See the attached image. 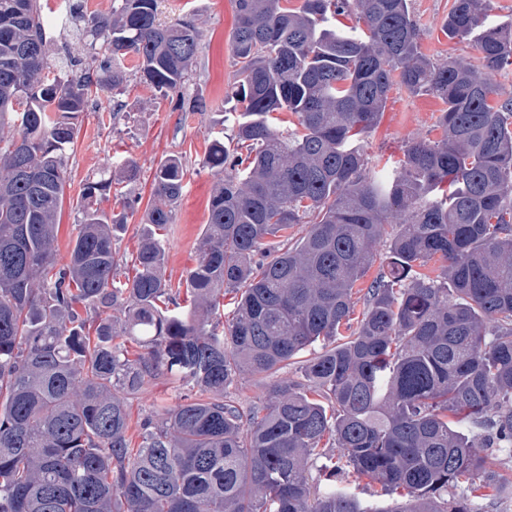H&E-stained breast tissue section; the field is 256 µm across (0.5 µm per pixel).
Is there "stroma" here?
<instances>
[{"label":"stroma","instance_id":"stroma-1","mask_svg":"<svg viewBox=\"0 0 512 512\" xmlns=\"http://www.w3.org/2000/svg\"><path fill=\"white\" fill-rule=\"evenodd\" d=\"M453 0H410V10L420 30L422 53L435 60L461 57L476 61L478 52L467 40L452 38L444 31ZM194 15L200 28L203 54L190 87L206 97V112H184L178 108L176 94L164 95L130 73L119 90L103 92L98 106L84 112L73 151L68 160L66 194L60 215L56 249L58 262H66L71 242L77 234L75 205L86 182L113 172L114 163L134 159L140 169L139 181L119 186L101 199V209L120 211V196L132 193L151 200L154 171L169 155L182 156L187 168L183 197L173 212L166 237V276L179 282L194 263V246L208 216V201L215 179L207 165L209 144L226 106L225 91L233 81L234 66L230 51L235 27L233 0H164L163 20L182 12ZM123 109L117 120H110L115 103ZM442 107L430 95H412L393 86L377 127L366 134L362 146L368 158H401L409 142L429 138ZM297 366L264 378L244 373L228 388L226 395L236 406L260 405L269 388L284 377H296ZM183 390L164 376L146 379L131 401L130 436H138L145 419L161 416L163 407L174 405Z\"/></svg>","mask_w":512,"mask_h":512}]
</instances>
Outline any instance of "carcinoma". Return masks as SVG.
Returning a JSON list of instances; mask_svg holds the SVG:
<instances>
[{
	"label": "carcinoma",
	"mask_w": 512,
	"mask_h": 512,
	"mask_svg": "<svg viewBox=\"0 0 512 512\" xmlns=\"http://www.w3.org/2000/svg\"><path fill=\"white\" fill-rule=\"evenodd\" d=\"M487 2L454 0L445 23L474 40L473 64L426 57L409 0H234L232 143L248 155L210 144L216 183L180 302L163 234L179 155L155 169L163 204L140 218L132 272L119 277L114 242L138 202L101 211L110 178L84 186L62 266L55 241L79 118L126 81V58L181 111L208 110L188 92L195 19L162 22L159 0L90 17L83 0L50 16L0 0V512H486L470 480L512 481L480 454L512 452V98L494 83L512 69V23L490 21ZM345 14L356 24H337ZM63 32L87 58L50 61ZM395 84L442 101L440 136L370 168L358 140ZM283 112L297 123L276 126ZM435 258L440 274H421ZM316 344L303 380L272 386L262 408L225 399L239 375ZM159 373L186 392L134 447L130 400ZM351 478L400 499L366 503Z\"/></svg>",
	"instance_id": "1"
}]
</instances>
